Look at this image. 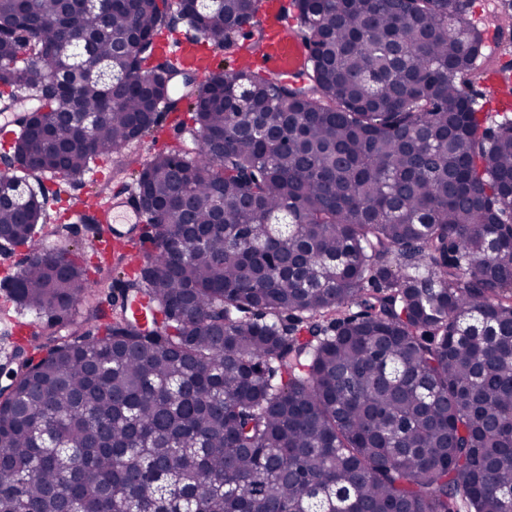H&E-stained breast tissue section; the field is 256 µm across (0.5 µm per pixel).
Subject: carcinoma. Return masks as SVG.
Segmentation results:
<instances>
[{
  "mask_svg": "<svg viewBox=\"0 0 512 512\" xmlns=\"http://www.w3.org/2000/svg\"><path fill=\"white\" fill-rule=\"evenodd\" d=\"M259 0H0V110L38 105L0 170V227L32 242L52 173L40 132L67 109L104 121L69 141L71 179L158 127V93L113 98L68 46H113L184 13L224 33ZM301 86L245 65L189 95L198 148L136 176L151 274L122 283L142 326L90 304L66 248L40 249L9 298L53 324L0 418V512H512V118L483 111V29L455 0H302ZM61 78L55 89L40 76ZM252 103L240 105L241 88ZM100 338L55 335L74 308Z\"/></svg>",
  "mask_w": 512,
  "mask_h": 512,
  "instance_id": "obj_1",
  "label": "carcinoma"
}]
</instances>
